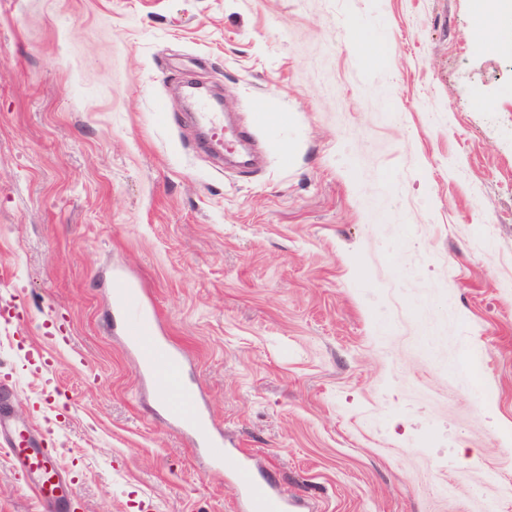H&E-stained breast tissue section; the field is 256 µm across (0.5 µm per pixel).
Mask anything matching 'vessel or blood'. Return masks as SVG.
Here are the masks:
<instances>
[{
	"mask_svg": "<svg viewBox=\"0 0 512 512\" xmlns=\"http://www.w3.org/2000/svg\"><path fill=\"white\" fill-rule=\"evenodd\" d=\"M191 105L194 121L215 141H223L224 116L216 106L200 94L193 97ZM112 293L116 314L126 326L128 345L138 357L141 374L160 389L161 412L194 446L204 450L214 471L234 479L242 493L244 512H302L301 502L278 492L273 480L260 476L248 456L225 448L223 428L196 406L198 393L186 379L182 351L163 336L137 289L118 275ZM7 446L25 469L41 505L61 503V474L51 456L35 448L32 428L11 429Z\"/></svg>",
	"mask_w": 512,
	"mask_h": 512,
	"instance_id": "1",
	"label": "vessel or blood"
}]
</instances>
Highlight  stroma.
I'll list each match as a JSON object with an SVG mask.
<instances>
[{"label": "stroma", "instance_id": "1", "mask_svg": "<svg viewBox=\"0 0 512 512\" xmlns=\"http://www.w3.org/2000/svg\"><path fill=\"white\" fill-rule=\"evenodd\" d=\"M476 19L0 0V306L31 316L22 342L0 319V414L48 433L70 512H242L157 414L109 316L119 270L226 446L288 496L512 512V13L488 37ZM182 78L222 94L257 167L198 148ZM0 512H43L1 441Z\"/></svg>", "mask_w": 512, "mask_h": 512}]
</instances>
